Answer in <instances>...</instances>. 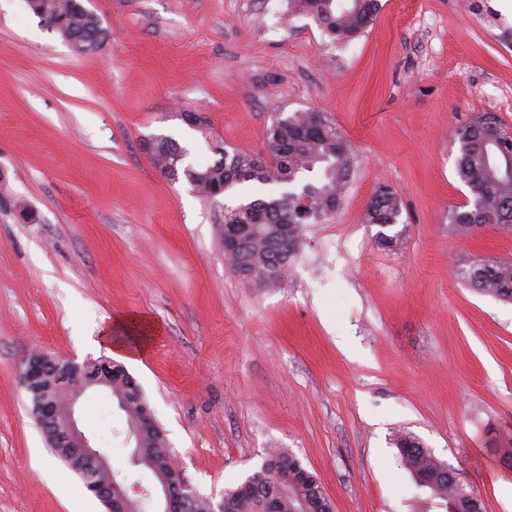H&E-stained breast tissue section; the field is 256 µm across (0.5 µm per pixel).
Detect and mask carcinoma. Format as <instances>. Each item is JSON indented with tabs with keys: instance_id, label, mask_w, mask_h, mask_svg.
I'll use <instances>...</instances> for the list:
<instances>
[{
	"instance_id": "cac0c4a2",
	"label": "carcinoma",
	"mask_w": 512,
	"mask_h": 512,
	"mask_svg": "<svg viewBox=\"0 0 512 512\" xmlns=\"http://www.w3.org/2000/svg\"><path fill=\"white\" fill-rule=\"evenodd\" d=\"M39 18L50 21L53 30L69 43L77 41L96 52L107 38V31L93 11L82 10V0H26ZM298 13L313 17L334 39L349 40L359 36L373 23L378 0H291ZM459 144L457 174L473 195L472 207L452 213L453 223L467 233L484 224L503 230L512 229V176L496 173L497 161L512 158V132L489 117H480L453 132ZM211 163L195 166L186 161V149L169 137L153 145L150 156L155 167L173 180L185 179L197 193L214 200L233 187L251 185L264 190L253 199L234 206H224V224L229 233L242 226L247 249L229 250L224 258L241 278L263 288H275L287 277L302 244L303 231L309 224H327L339 207L353 166L347 141L325 113L309 109L285 117L277 116L267 130L268 159L248 152L228 151L216 141ZM401 202L388 188L370 199L364 220L382 228L376 239L391 247L398 235L383 229L398 224ZM460 274L476 292L497 300L512 302V260L493 264L474 263ZM112 397L122 407L127 423L148 405L139 384L128 371L112 379ZM140 468L147 474L171 466L168 442L161 426L145 428L134 434ZM417 437L402 433L396 438L401 466L411 475L434 477L442 461L431 451L420 450ZM302 462L282 448L266 451L261 465L246 476L256 485L257 493L241 497L239 487L224 490V498L233 512H256L258 501L280 482L283 467L293 469ZM319 485L291 483L288 494L277 506L278 512H304ZM460 495L456 484L443 479L431 488L429 500L447 509Z\"/></svg>"
}]
</instances>
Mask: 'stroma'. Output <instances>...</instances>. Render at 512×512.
I'll return each instance as SVG.
<instances>
[{
  "instance_id": "1",
  "label": "stroma",
  "mask_w": 512,
  "mask_h": 512,
  "mask_svg": "<svg viewBox=\"0 0 512 512\" xmlns=\"http://www.w3.org/2000/svg\"><path fill=\"white\" fill-rule=\"evenodd\" d=\"M258 2L90 0L108 37L84 54L25 0H0V512H105L48 449L20 374L35 350L105 356L111 321L143 344L126 369L213 503L285 448L334 512H419L394 445L408 432L485 512H512V302L458 274L512 260V233L451 221L472 198L452 130L484 113L512 129V50L486 21L512 22V0H482V14L380 0L348 42ZM311 108L348 140L353 170L333 221L307 225L292 274L262 288L226 265L218 236L249 187L204 199L142 143L165 135L211 160L180 118L192 111L226 148L262 156L274 116ZM382 186L401 200L391 249L363 221ZM76 418L113 469L149 485L109 390H88Z\"/></svg>"
}]
</instances>
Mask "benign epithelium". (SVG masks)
Returning <instances> with one entry per match:
<instances>
[{
    "label": "benign epithelium",
    "mask_w": 512,
    "mask_h": 512,
    "mask_svg": "<svg viewBox=\"0 0 512 512\" xmlns=\"http://www.w3.org/2000/svg\"><path fill=\"white\" fill-rule=\"evenodd\" d=\"M21 380L29 389L40 388L50 380L54 382L52 398L35 408L37 421L48 431L53 445L63 449L77 469L107 476L106 481L91 485V491L102 501L106 512H134L137 501L134 493L139 485L114 491L112 466L79 429L76 420L79 399L92 387L112 388V374L94 371L89 363L79 364L72 359L48 362L43 354L35 352L25 361ZM154 486L159 495V512H180L193 499L190 486L176 469L158 473Z\"/></svg>",
    "instance_id": "7a95c632"
}]
</instances>
